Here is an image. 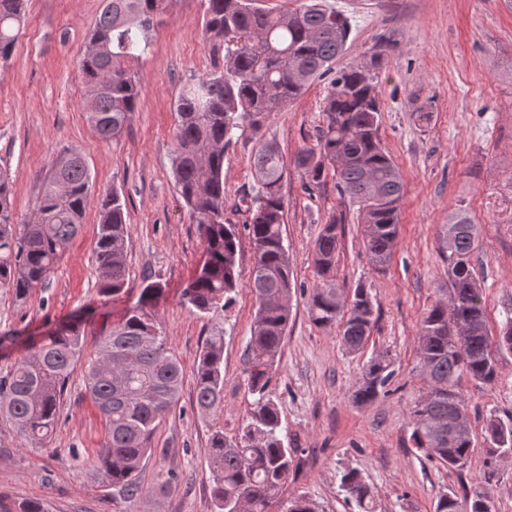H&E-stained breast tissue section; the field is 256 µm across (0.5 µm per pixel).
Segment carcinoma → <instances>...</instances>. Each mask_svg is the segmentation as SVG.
<instances>
[{
    "mask_svg": "<svg viewBox=\"0 0 512 512\" xmlns=\"http://www.w3.org/2000/svg\"><path fill=\"white\" fill-rule=\"evenodd\" d=\"M171 0H104L80 58L87 87L83 111L97 136L115 139L137 111L142 86L134 63L147 52L150 34ZM203 37L211 51L209 71L185 85L175 101L177 126L171 168L185 208L198 224L203 260L181 293L186 307L206 315L224 311L239 293V232L224 223V153L237 132L258 139L253 157L255 193L235 208L250 213L244 225L254 262L243 286L255 301L245 360L246 386L252 397L246 422L233 436L212 432L206 458L212 475L213 512H319L299 493L281 497L296 468L297 449L285 445L278 404L270 384L282 356L298 290L284 245L285 199L282 183L288 163L277 141L264 134L275 113L301 96L312 81L330 78L316 143L301 148L294 165L307 184L320 183L325 171L336 177L339 194L357 207L362 243L382 270L396 244L404 183L380 137L378 83L365 66L335 69L347 50L350 22L326 0H301L274 14L257 0H204ZM27 0H0V64L14 54ZM93 182L81 152L64 151L44 176L29 221L18 222L9 179L0 174V286L24 297L45 283L84 223ZM125 201L117 191L100 202L93 253L98 293L105 298L126 291L129 235ZM476 225L457 210L443 225L440 248L448 254L450 304L437 302L420 322L419 356L425 393L408 409L411 439L424 456L451 469L471 463L472 430L459 381L479 384L497 379L491 348L512 352V317L499 335L474 333L450 339L453 324L486 322L484 290L471 262ZM339 234L336 217L322 225L314 245L318 282L309 294V313L318 327L339 325L345 349L357 353L376 323L369 290L336 288ZM164 293L160 279L142 284L137 303L103 337L96 354L85 359L81 325L71 323L47 334L0 376V417L28 444L49 442L60 419L69 377L85 364V387L105 419L107 440L98 469L118 494H143L141 470L151 455L158 425L177 404L184 372L166 348L153 307ZM394 376L389 353L371 358L352 393L365 406L388 392ZM195 404L205 414L224 398V330L204 339L193 371ZM485 431L490 448L480 482L498 476L501 454H512V416L491 415ZM340 486L360 512H373L371 488L356 469L341 472ZM434 512H496L469 492L442 495Z\"/></svg>",
    "mask_w": 512,
    "mask_h": 512,
    "instance_id": "carcinoma-1",
    "label": "carcinoma"
}]
</instances>
